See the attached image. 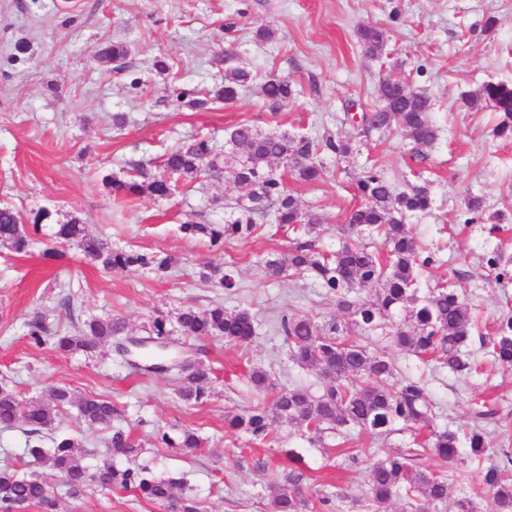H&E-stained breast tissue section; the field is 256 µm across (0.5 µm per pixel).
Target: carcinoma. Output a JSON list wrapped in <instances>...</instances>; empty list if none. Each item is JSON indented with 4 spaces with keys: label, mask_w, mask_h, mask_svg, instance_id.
Wrapping results in <instances>:
<instances>
[{
    "label": "carcinoma",
    "mask_w": 512,
    "mask_h": 512,
    "mask_svg": "<svg viewBox=\"0 0 512 512\" xmlns=\"http://www.w3.org/2000/svg\"><path fill=\"white\" fill-rule=\"evenodd\" d=\"M358 39L365 54L372 57L386 44V37L373 26L360 28ZM126 55L127 48L121 43L95 52L96 58L112 62H120ZM250 80V72L239 67L227 68L224 84L213 91L214 99L233 101ZM260 90L272 111L280 109L293 95L288 79L275 75L267 77ZM477 95L499 115L496 135L511 139L512 85L488 81ZM431 111L428 95L409 90L391 95L373 112L360 113L358 124L366 131L395 125L414 145L427 147L438 136ZM353 152V141L331 134L313 138L286 132L263 133L251 124L240 123L231 130L222 148L199 139L164 154L163 174L149 181L143 180L144 165L140 164L128 179L107 176L104 182L116 197L147 193L163 199L171 193L174 180H195L201 175L217 176L232 171L239 190L233 219L225 224L187 222L181 225V231L191 237H206L213 245L226 239H245L256 229V218L265 216L267 208L273 207L275 223L297 237L292 239L287 256L265 260L267 275H307L324 288L336 309L347 315L343 322L333 315L322 323L296 314L280 315L275 330L288 345L290 360L303 370H316L320 387L314 391L304 385L285 386L269 404L225 417L227 427L263 441L272 425L279 422L313 445L322 441V433L327 430L346 438L353 431L383 435L396 431L398 425H423L428 433L415 436L411 448H399L377 460L361 461L357 454L349 456L352 462L361 461L368 469L369 489L364 498L367 512H386V504L397 498L404 500L409 512H435L451 499L455 500L457 512H481L471 498L458 496L454 478L412 464L414 459L427 454L445 462H477L487 495L486 512H512V454L503 450L497 459H492L480 426L496 419L498 411L477 402L471 408L472 426L464 430L435 429L429 425L432 406L426 385L412 376H398L390 354L393 348L423 360L429 358L455 375L468 376L479 370L469 354V347L477 344L498 364L511 366L512 316L498 321L493 331L486 334L454 283L437 282L421 287L420 270L435 263V254L419 247L403 217L431 209L429 188L415 182L399 190L374 165L364 168L352 182V191L363 203L349 212L347 224L358 235L367 231L381 238L385 250L374 251L355 239L331 254L315 248V238L322 227L320 217L301 209L297 198L288 191L285 174L291 173L305 185L317 184L325 176L321 155L341 159ZM467 209L473 214L467 222L488 220L494 230L504 218L498 212L485 214L484 201L477 196L469 198ZM49 218L48 211H40L33 223L27 224L19 211L1 204L0 249L27 253L33 235L42 231ZM50 237L57 244H77L86 259L110 272L146 268L164 279L175 265L174 257L165 252L114 250L101 235L77 220L54 225ZM487 265L494 270L497 284H512L511 255L495 252L487 258ZM199 275L228 292L238 286L235 271L230 267L204 263ZM369 285L376 287L377 295L365 300L361 290ZM49 335V327L42 318L36 317L27 324L30 344L42 346ZM255 335L256 321L248 310L230 312L221 303L205 310L184 307L173 319L160 313L143 329L141 338L162 340L171 350L153 349L140 358L141 365L135 364L133 368L148 373L181 371L179 396L188 405H199L209 397L210 367L190 355L181 363L160 369L172 352L196 351L193 346H184L178 337L197 341L219 339L227 345L239 346L250 343ZM129 339L131 335L123 318L91 317L75 332L53 336V346L64 353L92 355L111 343L123 358ZM247 384L257 391L273 388L268 373L260 367L247 374ZM72 409L88 426H108L117 414L112 401L98 395L76 399L66 386L53 387L44 400H22L7 384L0 383V425H27V454L32 462L54 470L69 490L89 485L133 490L148 500L169 504L174 512H201L195 496L187 492L174 494V489L183 484L181 479L156 476L148 466L120 468L111 464L92 469L85 463L87 451L83 443L70 437H53L52 447H43V431L52 429L56 420ZM155 437L159 445L167 448L201 447L199 435L189 428L175 436L160 428ZM105 446L126 457L141 452L130 434L121 428L105 438ZM285 456L288 467L277 471V479L267 485L266 493L273 512H303L307 505L303 495L307 479L304 456L294 448L288 449ZM33 505L42 512H56L57 501L50 486L34 473L0 467V512H28Z\"/></svg>",
    "instance_id": "carcinoma-1"
}]
</instances>
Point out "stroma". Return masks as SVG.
Wrapping results in <instances>:
<instances>
[{"label": "stroma", "instance_id": "obj_1", "mask_svg": "<svg viewBox=\"0 0 512 512\" xmlns=\"http://www.w3.org/2000/svg\"><path fill=\"white\" fill-rule=\"evenodd\" d=\"M490 17L495 25L488 29ZM228 22L236 25L230 35L224 31ZM367 25L387 34L380 56L366 55L359 44L357 32ZM262 26L272 32L265 41L254 36ZM115 42L129 50L120 64L95 58L96 49ZM159 59L166 70L155 68ZM229 64L250 71L254 81L232 102L193 106L197 93L221 83ZM270 75L288 77L296 87L293 100L275 113L259 92V79ZM390 76L405 79L434 103L439 136L424 148V161L415 160L400 128L364 135L345 120L349 102L364 110L379 106L381 83ZM490 80L512 83V0H0V203L28 218L49 210L54 224L79 220L115 248L163 251L178 259L170 276L159 280L145 269L104 270L73 245L52 256L39 240L25 255L0 250V380L26 400L45 397L58 385L111 400L118 409L112 424L135 438L138 456L108 452L105 429L88 427L71 413L56 422L57 433L81 440L90 465L146 464L156 475L184 478L201 512H272L264 491L271 474L257 472L251 460L262 456L276 466L288 448L305 451L306 498L336 486L362 498L367 469L342 464L337 448L380 458L408 447L411 431L347 441L328 432L313 448L279 423L264 443L224 425L225 414L273 397L246 384L250 368L263 367L280 386L317 380L315 371L289 360L272 330L284 311L318 321L336 312L312 280L266 275L264 259L287 252L288 234L266 216L244 241L214 247L208 239L184 236L185 222L229 218L238 189L228 171L173 182L163 200L145 194L123 205L103 178H125L138 162L146 164L148 176L161 175L158 157L180 142L204 137L220 145L240 122L263 131L354 139L357 150L348 158L323 157L322 182L288 183L303 210L323 219L319 248L333 251L341 244L346 214L359 204L348 185L363 168L378 166L401 190L425 178L433 207L407 219L420 246L437 257L421 280L454 279L490 329L512 315V285L495 282L486 256L499 246L512 252V230L493 236L487 225L466 221L467 201L477 195L512 227V140L496 137L497 115L471 99ZM116 113L126 118L119 129L112 124ZM202 261L232 267L236 290L228 294L201 281ZM66 296L68 308L61 304ZM217 301L229 310H250L256 336L241 346L206 342L203 359L214 382L198 406L178 397L177 373L142 376L112 346L88 359L48 344L33 346L26 336L28 321L38 314L60 334L88 318L117 315L138 336L155 312L172 316L182 307L205 309ZM394 358L400 375L425 381L435 427L469 426L475 399L512 413V367L491 357H484L481 374L470 377L400 352ZM158 427L172 434L195 429L202 446L191 452L156 447ZM26 440L24 425L0 430V466L38 471L56 495L57 512H166L163 504L120 489L90 486L69 493L49 468L33 467Z\"/></svg>", "mask_w": 512, "mask_h": 512}]
</instances>
